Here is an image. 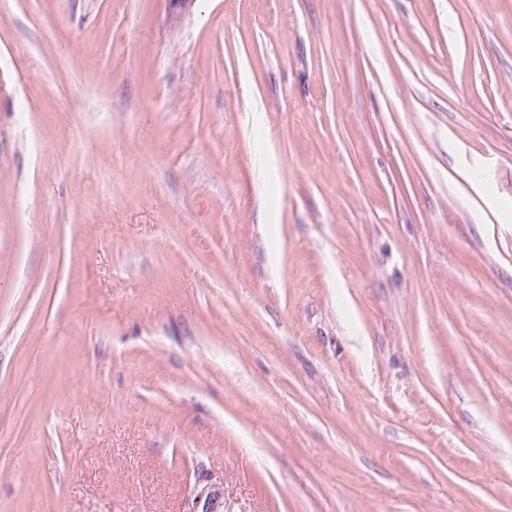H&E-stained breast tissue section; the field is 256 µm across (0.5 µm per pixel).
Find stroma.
Wrapping results in <instances>:
<instances>
[{
  "mask_svg": "<svg viewBox=\"0 0 512 512\" xmlns=\"http://www.w3.org/2000/svg\"><path fill=\"white\" fill-rule=\"evenodd\" d=\"M512 512V0H0V512ZM182 512H228L224 504V476L201 469L188 489Z\"/></svg>",
  "mask_w": 512,
  "mask_h": 512,
  "instance_id": "obj_1",
  "label": "stroma"
}]
</instances>
